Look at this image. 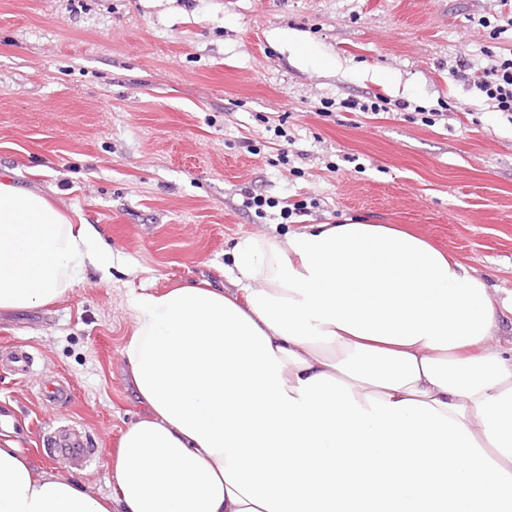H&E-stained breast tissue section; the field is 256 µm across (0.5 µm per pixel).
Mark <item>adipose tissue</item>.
<instances>
[{"mask_svg":"<svg viewBox=\"0 0 512 512\" xmlns=\"http://www.w3.org/2000/svg\"><path fill=\"white\" fill-rule=\"evenodd\" d=\"M234 287L132 295L144 415L112 491L0 439V512H512V349L487 283L418 234L348 220L246 236ZM112 250L0 181V309L59 300Z\"/></svg>","mask_w":512,"mask_h":512,"instance_id":"1","label":"adipose tissue"}]
</instances>
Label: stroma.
Returning <instances> with one entry per match:
<instances>
[{"label":"stroma","instance_id":"obj_1","mask_svg":"<svg viewBox=\"0 0 512 512\" xmlns=\"http://www.w3.org/2000/svg\"><path fill=\"white\" fill-rule=\"evenodd\" d=\"M509 16L512 0H0V179L80 212L113 254L53 304L0 309V344L35 357L27 377L0 365L7 434L39 468L109 493L144 413L122 357L131 296L228 287L245 236L403 227L511 299L512 115L451 76L512 54ZM372 101L385 112L360 111ZM251 193L279 205L258 218ZM305 197L319 208L283 223ZM54 379L70 402L42 400ZM64 426L99 449L91 467L42 447Z\"/></svg>","mask_w":512,"mask_h":512}]
</instances>
